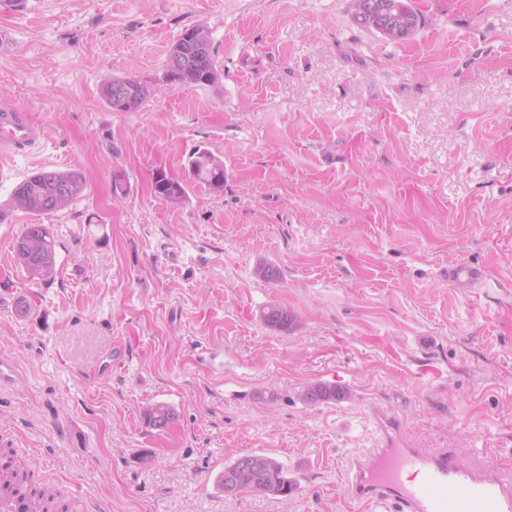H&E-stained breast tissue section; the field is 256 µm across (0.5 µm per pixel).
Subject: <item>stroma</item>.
<instances>
[{"instance_id": "obj_1", "label": "stroma", "mask_w": 512, "mask_h": 512, "mask_svg": "<svg viewBox=\"0 0 512 512\" xmlns=\"http://www.w3.org/2000/svg\"><path fill=\"white\" fill-rule=\"evenodd\" d=\"M414 5L424 25L400 44L358 28L351 0L0 8V106L49 129L0 161V203L36 171L86 180L69 208L0 223V438L29 467L94 512H384L344 493L375 404L428 447L512 467V0ZM198 25L219 82L166 85ZM128 74L150 96L112 111L100 85ZM200 146L223 190L189 175ZM159 171L181 206L155 195ZM27 224L56 239L51 281L16 261ZM459 262L486 283L449 285ZM271 300L294 331L261 322ZM318 380L347 398L304 404ZM158 401L178 413L164 432L142 416ZM251 452L284 464L292 496H224L218 475ZM153 189L155 195L164 200L176 197L180 203H184L187 199L185 186L180 181L168 177L163 171L156 172L154 175Z\"/></svg>"}]
</instances>
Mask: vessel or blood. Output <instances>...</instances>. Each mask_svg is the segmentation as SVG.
<instances>
[{"label": "vessel or blood", "mask_w": 512, "mask_h": 512, "mask_svg": "<svg viewBox=\"0 0 512 512\" xmlns=\"http://www.w3.org/2000/svg\"><path fill=\"white\" fill-rule=\"evenodd\" d=\"M48 138L45 124L24 110L0 108V158L26 156ZM484 269L460 263L449 267L455 287L484 283ZM377 432L371 457L349 462L348 496L361 504H392L396 512H512V471L486 460L483 470L453 452L410 442L398 412L388 406L371 408ZM415 474L405 483L403 473ZM22 478L11 461L0 462V512H43L45 500L21 491Z\"/></svg>", "instance_id": "vessel-or-blood-1"}]
</instances>
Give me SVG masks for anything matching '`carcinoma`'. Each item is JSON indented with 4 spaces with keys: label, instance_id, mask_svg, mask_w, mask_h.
I'll list each match as a JSON object with an SVG mask.
<instances>
[{
    "label": "carcinoma",
    "instance_id": "1",
    "mask_svg": "<svg viewBox=\"0 0 512 512\" xmlns=\"http://www.w3.org/2000/svg\"><path fill=\"white\" fill-rule=\"evenodd\" d=\"M380 16L395 14L401 5L412 17L414 31L424 24L413 0H367ZM220 78L210 40L198 41L194 29L185 30L168 51L164 79L171 85L213 86ZM101 97L115 112L140 110L148 98L145 82L135 76L116 77L105 82ZM190 172L194 179L220 191L224 189V160L207 148L198 147L190 156ZM85 189L84 176L78 171H38L20 182L14 189L11 204L30 213L48 214L70 207ZM156 196L165 200L175 197L183 203L187 199L185 186L178 180L158 171L153 178ZM15 257L32 279L48 280L56 274V241L45 224H28L14 241ZM260 320L272 331L288 333L297 326V316L287 307L270 301L260 309ZM344 388L330 382H310L302 387L299 398L314 406L320 403L347 398ZM148 427L164 431L177 419L176 410L165 402H154L143 412ZM237 475L243 492H257L275 497H288L297 489L295 479L288 476V469L277 459L259 453L242 454L224 466L217 479L219 489H224L228 473Z\"/></svg>",
    "mask_w": 512,
    "mask_h": 512
}]
</instances>
